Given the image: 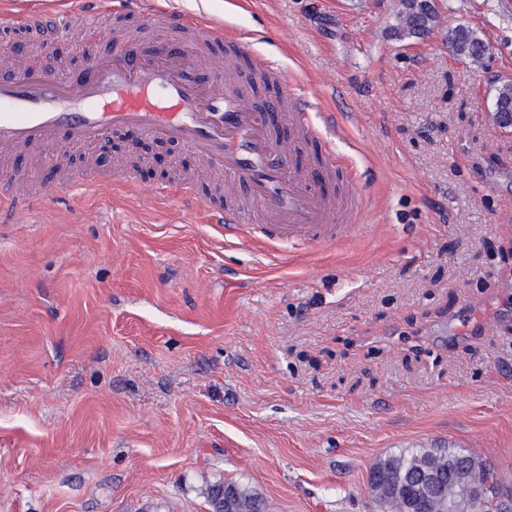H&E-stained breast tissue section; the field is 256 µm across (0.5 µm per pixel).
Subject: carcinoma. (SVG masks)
Listing matches in <instances>:
<instances>
[{
    "instance_id": "obj_1",
    "label": "carcinoma",
    "mask_w": 512,
    "mask_h": 512,
    "mask_svg": "<svg viewBox=\"0 0 512 512\" xmlns=\"http://www.w3.org/2000/svg\"><path fill=\"white\" fill-rule=\"evenodd\" d=\"M394 37L429 34L437 14L429 0H401ZM448 37L457 55L480 61L486 45L474 31L460 26ZM494 119L512 127V83L496 89ZM494 469L461 448H411L379 460L369 489L381 512H494L495 491L502 488ZM211 512H264V501L249 488L219 482L206 489Z\"/></svg>"
}]
</instances>
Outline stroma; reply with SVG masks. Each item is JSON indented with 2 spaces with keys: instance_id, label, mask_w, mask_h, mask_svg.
Instances as JSON below:
<instances>
[{
  "instance_id": "35a3bbf8",
  "label": "stroma",
  "mask_w": 512,
  "mask_h": 512,
  "mask_svg": "<svg viewBox=\"0 0 512 512\" xmlns=\"http://www.w3.org/2000/svg\"><path fill=\"white\" fill-rule=\"evenodd\" d=\"M115 0L58 44L100 54L140 29ZM244 36L255 60L336 115L365 204L305 250L227 232L155 197L196 175L122 150L71 167L136 169L0 222V512H209L233 481L266 512H378L373 464L463 448L512 471V0H438L399 41V0H142ZM477 31V63L448 32ZM494 119L500 127H512V83L505 82L496 89Z\"/></svg>"
}]
</instances>
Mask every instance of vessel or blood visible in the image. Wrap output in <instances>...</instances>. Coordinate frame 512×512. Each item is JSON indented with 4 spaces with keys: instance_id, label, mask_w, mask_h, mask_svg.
<instances>
[{
    "instance_id": "obj_1",
    "label": "vessel or blood",
    "mask_w": 512,
    "mask_h": 512,
    "mask_svg": "<svg viewBox=\"0 0 512 512\" xmlns=\"http://www.w3.org/2000/svg\"><path fill=\"white\" fill-rule=\"evenodd\" d=\"M169 38L151 50L126 41L91 57L80 77L53 70L0 82V157L16 149L93 147L126 130L182 144L222 178L219 194L177 182L185 205L205 203L212 223L230 230L256 219L266 243L331 245L355 225L362 194L337 164L333 116L316 123L301 91L274 62L257 63L271 85L260 106L226 77L213 51L217 29L192 16L158 15ZM21 29L52 39L47 12L22 15Z\"/></svg>"
}]
</instances>
